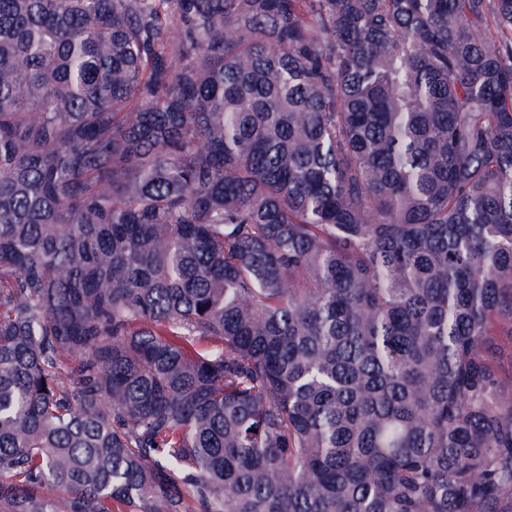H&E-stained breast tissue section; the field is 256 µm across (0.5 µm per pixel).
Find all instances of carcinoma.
I'll return each instance as SVG.
<instances>
[{"instance_id":"obj_1","label":"carcinoma","mask_w":512,"mask_h":512,"mask_svg":"<svg viewBox=\"0 0 512 512\" xmlns=\"http://www.w3.org/2000/svg\"><path fill=\"white\" fill-rule=\"evenodd\" d=\"M512 0H0V512H512Z\"/></svg>"}]
</instances>
